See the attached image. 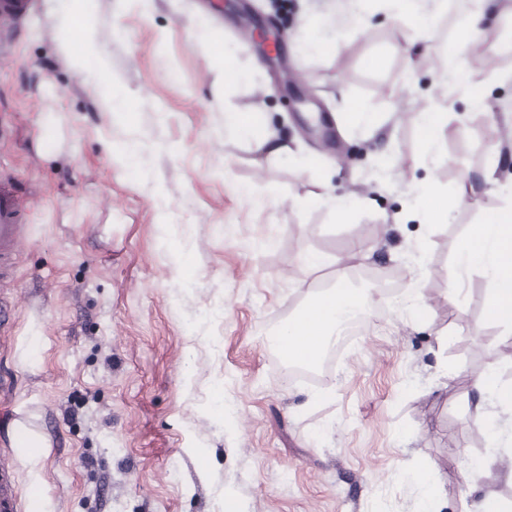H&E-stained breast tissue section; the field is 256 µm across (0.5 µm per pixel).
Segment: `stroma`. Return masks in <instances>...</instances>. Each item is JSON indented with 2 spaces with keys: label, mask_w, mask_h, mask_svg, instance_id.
<instances>
[{
  "label": "stroma",
  "mask_w": 512,
  "mask_h": 512,
  "mask_svg": "<svg viewBox=\"0 0 512 512\" xmlns=\"http://www.w3.org/2000/svg\"><path fill=\"white\" fill-rule=\"evenodd\" d=\"M97 0L123 111L97 77L80 74L71 23L40 0L0 62V183L27 213L0 301V466L17 469L48 512H418L405 473L431 465L437 512H468L466 480L487 444L476 424H512L478 403L489 367L512 382L500 328L485 320L488 288L472 272L460 305L448 301L455 250L485 209L512 194V62L497 52L505 20L483 24L471 52L488 109L442 98L448 129L422 157L417 112L440 98L436 68L455 49L470 0H444L433 30L410 31L367 0L339 29L305 0ZM250 8L254 30L237 20ZM215 37L200 41L201 25ZM283 30V54L258 65L260 32ZM340 40V55L307 52ZM253 70L248 82L226 66ZM296 73L295 84L283 72ZM370 125L333 128L327 150L306 119L350 103ZM257 115L287 144L256 149L225 126V112ZM138 148L127 161V144ZM409 172L382 177L383 164ZM470 174L478 195L422 238L409 180L456 194ZM350 202L337 221L308 201L319 181ZM359 246L357 278L401 275L320 380L287 378L266 342L296 313L309 286L303 258ZM422 252L420 281L409 256ZM419 283L421 314L402 289ZM223 390L232 420L214 409ZM40 428L43 454L28 469L16 414Z\"/></svg>",
  "instance_id": "35a3bbf8"
}]
</instances>
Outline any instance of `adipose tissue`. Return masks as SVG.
<instances>
[{
	"mask_svg": "<svg viewBox=\"0 0 512 512\" xmlns=\"http://www.w3.org/2000/svg\"><path fill=\"white\" fill-rule=\"evenodd\" d=\"M93 7L94 0H65L63 9L79 26L81 50L74 57L77 69L103 76L108 72V64L91 23ZM511 13L512 5L507 0H474L473 9L462 23L457 50L443 72L442 80L448 93L471 95L475 105H482V97L475 93L478 80L468 61V50L480 25L488 18L498 19ZM456 261L461 270H478L487 278L486 316L501 327L504 335L512 337L511 197L486 210L480 223L471 225L457 247ZM351 273V268H337L332 286L308 291L299 311L288 318L280 331L272 333L270 344L288 347L301 362L317 361L333 336L342 331L348 315L368 313L375 303L372 291L353 287ZM480 430L488 452L469 466L467 480L481 491L471 512H512V501L484 487L485 480L495 475L512 481V465H504L501 455L502 449L512 447V430L494 422L481 424Z\"/></svg>",
	"mask_w": 512,
	"mask_h": 512,
	"instance_id": "1",
	"label": "adipose tissue"
}]
</instances>
